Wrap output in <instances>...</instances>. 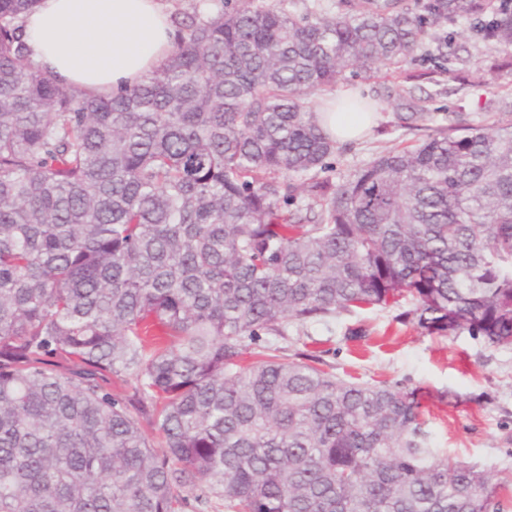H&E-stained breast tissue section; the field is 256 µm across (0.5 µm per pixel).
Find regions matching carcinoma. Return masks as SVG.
I'll return each mask as SVG.
<instances>
[{
	"mask_svg": "<svg viewBox=\"0 0 512 512\" xmlns=\"http://www.w3.org/2000/svg\"><path fill=\"white\" fill-rule=\"evenodd\" d=\"M37 3L0 0V512H498L422 389L263 336L409 298L512 344V121L409 112L424 140L338 179L309 106L353 68L420 78L445 20L511 48L512 0H202L120 96L30 62Z\"/></svg>",
	"mask_w": 512,
	"mask_h": 512,
	"instance_id": "obj_1",
	"label": "carcinoma"
}]
</instances>
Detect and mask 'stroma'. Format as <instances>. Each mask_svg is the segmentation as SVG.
I'll use <instances>...</instances> for the list:
<instances>
[{"label":"stroma","mask_w":512,"mask_h":512,"mask_svg":"<svg viewBox=\"0 0 512 512\" xmlns=\"http://www.w3.org/2000/svg\"><path fill=\"white\" fill-rule=\"evenodd\" d=\"M443 45L454 55L449 73L434 71L427 57ZM498 52L467 23L445 21L430 30L424 50L411 64L421 79L401 85L384 69L347 72L330 94L359 90L376 104L379 119L361 141L340 145L332 159L336 177L349 175L381 152L423 140L425 128L403 127L397 119L419 107L460 113L468 124L487 112L511 119L512 75L491 89L455 77L459 71H475ZM411 308L403 300L292 324L273 342L290 356L322 350L324 369L344 380L425 389L426 429L434 446L501 484L503 512H512V345L495 346L466 331L428 334L411 319Z\"/></svg>","instance_id":"35a3bbf8"}]
</instances>
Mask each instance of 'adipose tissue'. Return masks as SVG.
<instances>
[{"label":"adipose tissue","mask_w":512,"mask_h":512,"mask_svg":"<svg viewBox=\"0 0 512 512\" xmlns=\"http://www.w3.org/2000/svg\"><path fill=\"white\" fill-rule=\"evenodd\" d=\"M176 38L165 0H40L28 15L24 41L32 62L67 84L119 92L164 64ZM335 141L357 139L372 127V112L318 109Z\"/></svg>","instance_id":"obj_1"}]
</instances>
